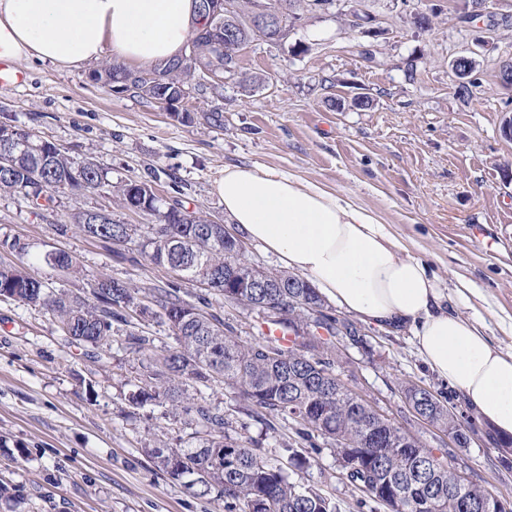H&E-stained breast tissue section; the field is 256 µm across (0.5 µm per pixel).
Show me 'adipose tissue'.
Returning a JSON list of instances; mask_svg holds the SVG:
<instances>
[{
  "label": "adipose tissue",
  "instance_id": "ef3b65f1",
  "mask_svg": "<svg viewBox=\"0 0 512 512\" xmlns=\"http://www.w3.org/2000/svg\"><path fill=\"white\" fill-rule=\"evenodd\" d=\"M194 22L192 0H0V59L78 70L107 51L150 69L181 54ZM215 190L232 223L323 298L372 325L408 326L423 364L512 440V352L445 306L429 266L373 211L298 176L246 166L226 167Z\"/></svg>",
  "mask_w": 512,
  "mask_h": 512
}]
</instances>
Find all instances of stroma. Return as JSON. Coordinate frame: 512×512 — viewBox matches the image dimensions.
I'll use <instances>...</instances> for the list:
<instances>
[{"instance_id": "obj_1", "label": "stroma", "mask_w": 512, "mask_h": 512, "mask_svg": "<svg viewBox=\"0 0 512 512\" xmlns=\"http://www.w3.org/2000/svg\"><path fill=\"white\" fill-rule=\"evenodd\" d=\"M361 6L378 33L350 28L351 0H336L326 13L298 0L300 19L283 40L241 50L243 80L193 89L171 111L101 88L92 67L25 61L22 84L0 85V121L36 129L74 162L95 160L112 181H152L168 202L204 215L223 214L215 186L234 165L295 174L351 196L429 265L445 293L462 280L475 288L477 298L457 303V311L481 320L491 342L512 351V332L498 321L512 315V141L500 134L512 116V91L498 80L512 60V0H496L506 20L493 27L484 17L461 22L459 0ZM421 11L430 28L413 25ZM480 38L496 49L481 57L480 85L463 98L450 64ZM216 107L219 126L207 119ZM178 111L193 113V122L176 120ZM100 209L125 224L150 221L102 192L67 191L48 209L0 192V241L20 239L34 277L76 294L102 273L137 288L174 280L143 258L116 261L72 225V213ZM52 251L78 257L82 274L48 266ZM209 310L232 323L241 343L260 339L257 314L215 297ZM360 329L367 346L335 343L337 376L435 456L512 501V447H502L466 400L423 365L411 332L365 322ZM142 372L140 356L120 344L108 359L90 360L44 310L1 301L0 479L18 489L20 502L0 501V512H224L223 503L185 493L146 456L160 443L191 448L195 440L189 416L129 405ZM408 382L443 394L458 419L473 424L470 448L451 447L446 432L412 415L401 392ZM205 395L223 412L226 433L248 440L292 481L321 489L336 512H360L361 494L330 445L312 451L293 421L256 416L232 387Z\"/></svg>"}]
</instances>
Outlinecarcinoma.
Here are the masks:
<instances>
[{
  "instance_id": "1",
  "label": "carcinoma",
  "mask_w": 512,
  "mask_h": 512,
  "mask_svg": "<svg viewBox=\"0 0 512 512\" xmlns=\"http://www.w3.org/2000/svg\"><path fill=\"white\" fill-rule=\"evenodd\" d=\"M224 54L212 49L214 35L200 19L188 45L193 56L176 57L153 68L163 86L142 83L134 92L152 100L164 94L176 102L186 87L201 78L203 69L230 64L229 77H239L238 56L255 38L278 42L276 32L260 34L247 26L246 18L255 0H223ZM279 14L281 33H286L290 9L296 0H266ZM127 68L107 62L94 70V79L123 93L120 78ZM14 148L7 153L8 170L0 172V190L16 192L37 208H49L54 194L113 191L125 203L131 189L147 204L146 215L154 224H122L105 211H87L74 216L85 236L110 242L122 236L153 265L178 270L176 281L155 285L144 294L130 283L107 275L87 281L88 294L76 296L63 288H50L33 277L24 263L0 265V299L39 307L58 323L71 342L84 348V355L101 360L112 349V335L127 327L125 348L145 356L146 375L128 402L138 408L169 403L195 423L194 448H170L159 444L146 455L169 478L192 496H209L224 502L225 512H336L326 494L289 480L281 467L257 455L253 449L224 432V414L204 398L184 402L182 387L210 388L228 385L257 409L271 416L288 417L299 425L298 434L313 449L316 439L334 444L336 456L348 469L349 482L364 496L389 506L394 512H463L456 497L448 494L452 465L410 437L402 442L400 429L380 426L365 413L353 411V393L336 389V353L322 335L336 337L347 330L357 345L363 334L333 311L315 307L325 301L305 278L297 274L267 271L276 280L286 276L281 288H226L224 268H238L249 277L253 263L224 241V225L158 200L147 181L128 180L112 185L108 172L89 159L72 161L64 148L30 130L14 127ZM54 268L77 272L80 261L60 252L47 261ZM201 284L207 291L233 304L257 311L264 323L278 325L293 335L286 347L269 337L243 344L235 328L205 311L209 300L193 304L184 298L183 285ZM149 312L165 324L173 345L155 350L154 338L145 330L131 328L132 312ZM432 422L444 429L467 431L447 404L433 398Z\"/></svg>"
}]
</instances>
